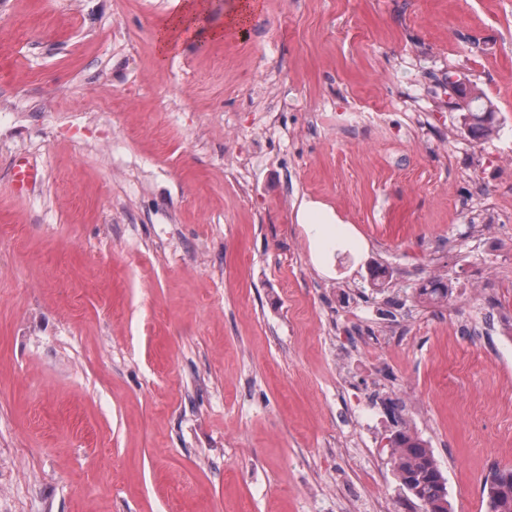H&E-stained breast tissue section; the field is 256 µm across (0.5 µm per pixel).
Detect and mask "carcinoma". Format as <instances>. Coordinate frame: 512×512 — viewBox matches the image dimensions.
<instances>
[{
	"instance_id": "cac0c4a2",
	"label": "carcinoma",
	"mask_w": 512,
	"mask_h": 512,
	"mask_svg": "<svg viewBox=\"0 0 512 512\" xmlns=\"http://www.w3.org/2000/svg\"><path fill=\"white\" fill-rule=\"evenodd\" d=\"M460 99L457 109L462 111L463 125L475 138L487 135L494 127V105L482 101L464 83L455 85ZM423 299L439 303L448 299V286L432 284L419 289ZM392 465L404 492L422 504L433 505V512H451L446 479L431 450L419 438L401 433L395 440ZM488 512H512V468L496 467L486 477L483 486Z\"/></svg>"
}]
</instances>
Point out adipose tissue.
Instances as JSON below:
<instances>
[{"label": "adipose tissue", "mask_w": 512, "mask_h": 512, "mask_svg": "<svg viewBox=\"0 0 512 512\" xmlns=\"http://www.w3.org/2000/svg\"><path fill=\"white\" fill-rule=\"evenodd\" d=\"M212 9L210 0H183L180 9L157 30L155 40L161 56H168L188 41L223 39L224 29L206 27Z\"/></svg>", "instance_id": "1"}]
</instances>
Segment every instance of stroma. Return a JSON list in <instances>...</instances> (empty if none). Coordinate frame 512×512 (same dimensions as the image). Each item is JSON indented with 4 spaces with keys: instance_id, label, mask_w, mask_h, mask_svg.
Wrapping results in <instances>:
<instances>
[{
    "instance_id": "stroma-1",
    "label": "stroma",
    "mask_w": 512,
    "mask_h": 512,
    "mask_svg": "<svg viewBox=\"0 0 512 512\" xmlns=\"http://www.w3.org/2000/svg\"><path fill=\"white\" fill-rule=\"evenodd\" d=\"M258 2L162 58L176 0H0V512H419L402 432L453 512L512 466V0ZM454 86L461 101L456 104L457 109L465 111L461 114L463 125L467 127L473 137H484L493 129L495 124L496 112L494 105L489 101L482 102V96L473 94L465 83L457 84L455 82ZM13 176L15 187L19 193L26 192L41 179L39 170L28 161L22 159L16 161ZM315 212H320L324 215L326 223L328 224H344L342 220L334 215L332 209L328 208L319 202L303 201L297 212V221L299 224H309L311 215ZM395 445L392 465L401 489L420 505H433L434 510L426 512H450L446 479L431 450L421 439L404 432Z\"/></svg>"
}]
</instances>
